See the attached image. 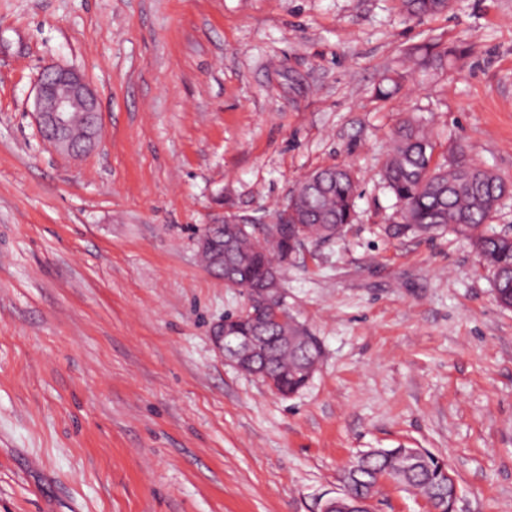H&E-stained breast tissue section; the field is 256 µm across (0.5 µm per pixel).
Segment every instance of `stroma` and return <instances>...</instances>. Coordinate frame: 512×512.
<instances>
[{"label": "stroma", "instance_id": "1", "mask_svg": "<svg viewBox=\"0 0 512 512\" xmlns=\"http://www.w3.org/2000/svg\"><path fill=\"white\" fill-rule=\"evenodd\" d=\"M426 43L464 56L409 68ZM51 62L99 97L80 160L37 130ZM409 115L436 160L512 184V0H0V512H317L370 448L443 458L455 512H512V309L465 238L384 231ZM331 165L357 218L284 271L323 352L284 397L215 348L246 296L195 238L223 210L270 223ZM452 0H401L404 13L411 18L421 19L448 12Z\"/></svg>", "mask_w": 512, "mask_h": 512}]
</instances>
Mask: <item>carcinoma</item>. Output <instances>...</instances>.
Listing matches in <instances>:
<instances>
[{"mask_svg":"<svg viewBox=\"0 0 512 512\" xmlns=\"http://www.w3.org/2000/svg\"><path fill=\"white\" fill-rule=\"evenodd\" d=\"M451 2L401 0V6L407 16L421 19L447 12ZM434 148L431 135L419 121L406 118L395 128L380 168L381 179L399 206L387 232L393 237L408 232H451L467 237L491 274L497 303L512 308V229H486L508 194V186L462 154L444 165L433 163ZM356 188L357 177L351 167L320 168L304 177V183L295 188L296 195L288 199V209L276 214V223H288V237L262 239L257 234L259 225H241L229 256L236 268V287L246 291L258 286L265 272L281 273L283 253L296 257L306 239L326 243L340 238L356 214ZM307 360L303 352L291 359L270 360L280 373V392L291 396L309 383L312 375L305 371ZM437 460L425 450L422 456L407 461L402 449L388 448L361 462L357 472L360 483L353 491L368 490L380 475L387 474L426 496L438 492L437 507L448 512L452 483Z\"/></svg>","mask_w":512,"mask_h":512,"instance_id":"1","label":"carcinoma"}]
</instances>
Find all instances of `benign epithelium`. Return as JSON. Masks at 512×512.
Segmentation results:
<instances>
[{
    "label": "benign epithelium",
    "instance_id": "obj_1",
    "mask_svg": "<svg viewBox=\"0 0 512 512\" xmlns=\"http://www.w3.org/2000/svg\"><path fill=\"white\" fill-rule=\"evenodd\" d=\"M34 112L44 142L73 157L90 154L99 142L102 132V112L98 97L80 72L61 65L46 66L37 82ZM230 243L217 240L205 232L197 239L198 253H208L211 261L206 271L213 274L224 270V282L232 278L231 266L224 265V249ZM281 277L271 273L267 282L249 289L247 303L241 318L258 327L269 320L280 325L276 336L234 335L227 319L214 324L212 339L224 361L242 373L259 377L273 385L274 372L267 368L266 359L271 348L295 353L307 340V330L291 316L282 297ZM372 497H356L348 491L327 500L320 512H371Z\"/></svg>",
    "mask_w": 512,
    "mask_h": 512
}]
</instances>
